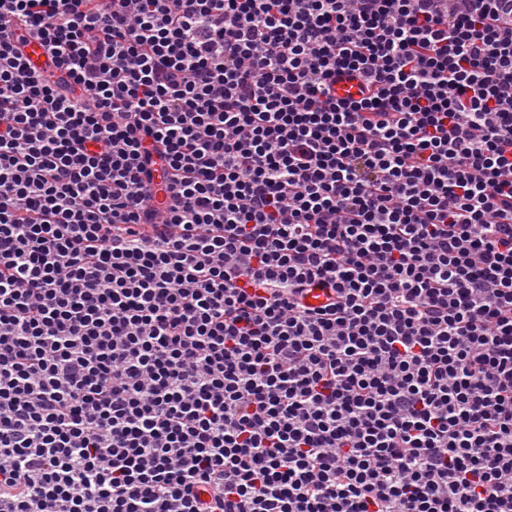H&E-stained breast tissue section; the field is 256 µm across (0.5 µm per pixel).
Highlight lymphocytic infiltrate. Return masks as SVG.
<instances>
[{
	"label": "lymphocytic infiltrate",
	"instance_id": "obj_1",
	"mask_svg": "<svg viewBox=\"0 0 512 512\" xmlns=\"http://www.w3.org/2000/svg\"><path fill=\"white\" fill-rule=\"evenodd\" d=\"M0 512H512V0H0Z\"/></svg>",
	"mask_w": 512,
	"mask_h": 512
}]
</instances>
